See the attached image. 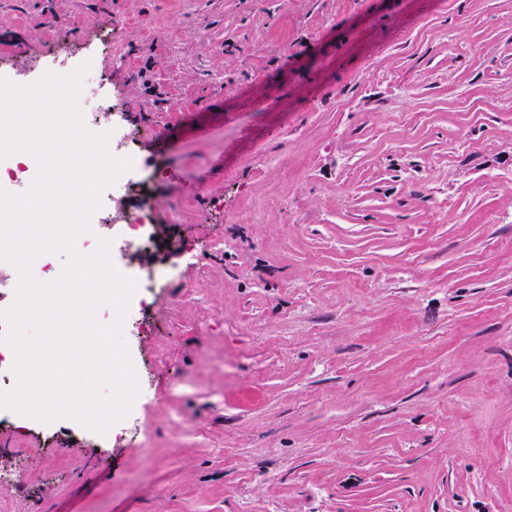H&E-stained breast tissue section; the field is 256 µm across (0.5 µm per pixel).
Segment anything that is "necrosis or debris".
<instances>
[{
    "label": "necrosis or debris",
    "instance_id": "necrosis-or-debris-1",
    "mask_svg": "<svg viewBox=\"0 0 512 512\" xmlns=\"http://www.w3.org/2000/svg\"><path fill=\"white\" fill-rule=\"evenodd\" d=\"M95 71H88L80 94L86 127L95 133H109V150L118 158L132 161L129 171L122 174L101 195V206L91 218L89 232L78 236L75 246L78 252L95 250L99 239L111 238L110 255L115 268L125 271L129 255L151 246L153 212L150 203H142L136 209L118 207L120 196L136 190L149 194L156 179L155 173L141 168V160L129 131L122 124L113 122L114 114L122 112V105L100 100L97 92ZM38 172L33 156L25 152L15 153L0 160V188L13 194L27 191ZM136 289L131 298L130 312H142L163 300L166 288L173 281V275L150 268L135 273Z\"/></svg>",
    "mask_w": 512,
    "mask_h": 512
}]
</instances>
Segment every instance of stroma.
<instances>
[{
  "label": "stroma",
  "mask_w": 512,
  "mask_h": 512,
  "mask_svg": "<svg viewBox=\"0 0 512 512\" xmlns=\"http://www.w3.org/2000/svg\"><path fill=\"white\" fill-rule=\"evenodd\" d=\"M62 43L182 285L121 439L0 424V512H512V0H0L1 59Z\"/></svg>",
  "instance_id": "obj_1"
}]
</instances>
